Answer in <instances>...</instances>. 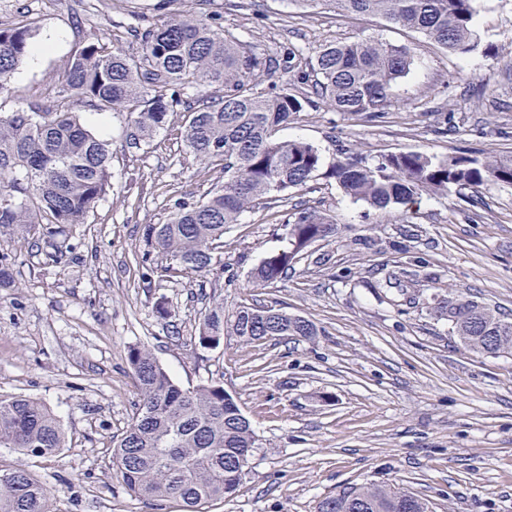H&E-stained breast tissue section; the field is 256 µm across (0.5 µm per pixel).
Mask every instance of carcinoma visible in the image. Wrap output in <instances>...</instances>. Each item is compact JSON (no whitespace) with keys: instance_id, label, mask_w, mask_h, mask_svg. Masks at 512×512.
I'll return each mask as SVG.
<instances>
[{"instance_id":"1","label":"carcinoma","mask_w":512,"mask_h":512,"mask_svg":"<svg viewBox=\"0 0 512 512\" xmlns=\"http://www.w3.org/2000/svg\"><path fill=\"white\" fill-rule=\"evenodd\" d=\"M329 5L346 16H378L418 33L444 51L465 57L478 47L475 0H297ZM138 56L110 43L84 45L68 57L48 87L56 104L0 111V236L28 233L38 224L49 234L87 223L112 188L111 143L73 111L79 101L98 112L129 117L126 146L140 151L182 106L187 112L184 143L201 161L218 162L224 183L203 200L178 199L164 224L143 226L145 245L166 259L168 277L201 275L221 262L224 233L245 211L274 194L286 196L318 176V149L277 132L291 116L329 103L336 111L382 118L392 89L413 66L408 47L372 38L329 42L315 51L309 70L296 80L261 88L275 69L246 41L215 19L184 12L137 31ZM26 27L0 28V97L14 72L35 47ZM217 84L224 93L199 95L189 103L190 85ZM327 176L356 201L383 210L423 193L488 183L512 185V156L438 158L419 151L385 155L377 163L341 150ZM335 232L334 222L315 209L294 206L285 224L288 246L267 254L251 270L257 283L288 274L315 242ZM428 308L448 321L466 348L497 357L512 354V318L473 297L449 290ZM245 341L295 336L311 340V321L273 306L241 305L224 319V300L210 298L199 320L197 349H218L224 336ZM127 360L140 400L112 448V466L138 500L181 503L182 512L233 496L256 448V436L236 400L213 381L179 384L148 349L131 346ZM65 447L60 420L41 401L0 398V448L19 456L52 458ZM54 493L29 469L0 465V512H54ZM318 512H432L428 501L403 488L370 483L323 499Z\"/></svg>"}]
</instances>
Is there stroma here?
Here are the masks:
<instances>
[{
	"mask_svg": "<svg viewBox=\"0 0 512 512\" xmlns=\"http://www.w3.org/2000/svg\"><path fill=\"white\" fill-rule=\"evenodd\" d=\"M191 11L217 18L265 56L289 47L365 36L410 47L414 66L372 121L326 104L293 116L281 135L315 146L324 166L340 147L367 163L418 150L430 155L512 152V0H476V51L460 58L422 34L326 6L301 12L288 0H0V28L25 25L54 37L37 63H22L0 110L41 99L62 62L90 41L140 51L131 29ZM112 143V191L52 238L0 237L15 287L0 290V397L42 401L61 421L53 460L6 454L55 492L56 512H180L173 501L135 498L110 463L113 442L138 400L130 346L152 350L183 386L223 384L255 430L257 446L236 493L209 512H315L320 500L367 483L427 499L433 512H512V356L464 348L424 301L457 289L512 318V187L488 185L422 195L377 210L317 176L287 198L248 209L224 235L222 263L202 276L157 274L146 224L165 223L172 200L203 199L223 182L188 150L183 111L144 150L125 144L127 118L74 103ZM330 214L336 232L312 245L286 277L260 286L250 272L285 245L293 204ZM395 283L387 302L375 284ZM272 305L312 321L313 340L246 342L226 336L195 350L210 296ZM165 300L170 313L155 312Z\"/></svg>",
	"mask_w": 512,
	"mask_h": 512,
	"instance_id": "35a3bbf8",
	"label": "stroma"
}]
</instances>
